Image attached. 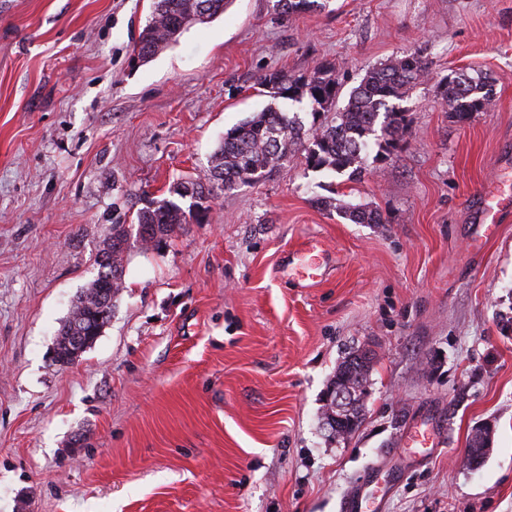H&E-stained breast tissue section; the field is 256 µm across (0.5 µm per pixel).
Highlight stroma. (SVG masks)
<instances>
[{"mask_svg":"<svg viewBox=\"0 0 512 512\" xmlns=\"http://www.w3.org/2000/svg\"><path fill=\"white\" fill-rule=\"evenodd\" d=\"M151 0H0V512H340L368 466L372 512H512V0H331L280 17L233 0L132 64ZM425 49L401 149L361 179L296 150L221 195L161 251L130 240L125 288L75 362L52 350L108 228L204 178L225 132L269 102L262 73L366 71ZM485 75L464 122L439 82ZM379 209L352 224L337 205ZM316 258L320 275L294 269ZM375 354L364 420L329 437L322 399ZM440 443L396 451L411 422ZM490 426L483 465H465Z\"/></svg>","mask_w":512,"mask_h":512,"instance_id":"35a3bbf8","label":"stroma"}]
</instances>
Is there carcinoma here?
<instances>
[{"label": "carcinoma", "instance_id": "obj_1", "mask_svg": "<svg viewBox=\"0 0 512 512\" xmlns=\"http://www.w3.org/2000/svg\"><path fill=\"white\" fill-rule=\"evenodd\" d=\"M327 0H276V10L286 18L322 10ZM232 0H151L147 23L139 34L140 61L145 62L175 44L196 17L212 20L224 14ZM424 50L419 49L369 69L355 87L342 109L331 122L322 114L336 105V78L333 68L321 65L308 75H292L273 71L259 78L263 92L274 101L306 103L312 120L302 125L297 116L269 107L254 113L237 127L224 133L219 149L211 158L205 180L181 181L171 191L178 200L188 194L215 200L217 192H229L241 185H254L268 179L288 160V155L302 147L306 164L316 172L341 174L358 179L363 173V158L383 162L400 147L406 127L405 109L400 107L409 92L427 76ZM440 96L446 112L459 122L483 112L494 104L492 86L481 77L460 74L440 82ZM178 200L152 199L137 211L136 235L147 249L160 250L176 228L193 219L191 208ZM340 217L354 224H382L384 218L365 204H344ZM130 226L112 225V237L104 239V247L96 257L97 275L87 283L77 298L70 315L60 329L56 343L57 361L71 364L86 351L81 337L97 339L96 314L101 304L109 310L124 288V253ZM372 368V357L366 352H353L336 368L327 393L345 384L356 392V404L344 415V421L333 425L328 421L329 403L323 404V425L332 437H345L356 432L362 423L366 383ZM491 431L483 427L469 441L467 457L482 458L489 453Z\"/></svg>", "mask_w": 512, "mask_h": 512}]
</instances>
